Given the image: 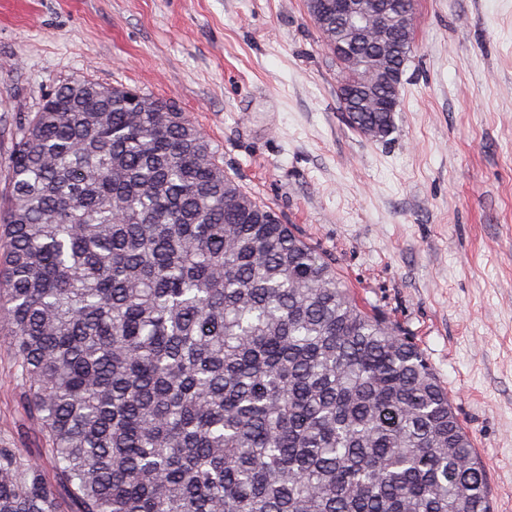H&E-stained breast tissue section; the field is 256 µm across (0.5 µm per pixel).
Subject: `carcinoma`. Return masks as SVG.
Returning a JSON list of instances; mask_svg holds the SVG:
<instances>
[{"label":"carcinoma","instance_id":"carcinoma-1","mask_svg":"<svg viewBox=\"0 0 512 512\" xmlns=\"http://www.w3.org/2000/svg\"><path fill=\"white\" fill-rule=\"evenodd\" d=\"M347 45L351 128H394L412 33ZM73 78L15 127L0 338L41 458L0 446V512H491L417 346L224 173L185 113Z\"/></svg>","mask_w":512,"mask_h":512}]
</instances>
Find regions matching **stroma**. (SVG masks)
Instances as JSON below:
<instances>
[{
    "label": "stroma",
    "mask_w": 512,
    "mask_h": 512,
    "mask_svg": "<svg viewBox=\"0 0 512 512\" xmlns=\"http://www.w3.org/2000/svg\"><path fill=\"white\" fill-rule=\"evenodd\" d=\"M395 129L345 122L305 0H0V190L16 123L75 77L186 112L225 171L407 332L512 512V0H416ZM0 443L41 455L0 343Z\"/></svg>",
    "instance_id": "35a3bbf8"
}]
</instances>
